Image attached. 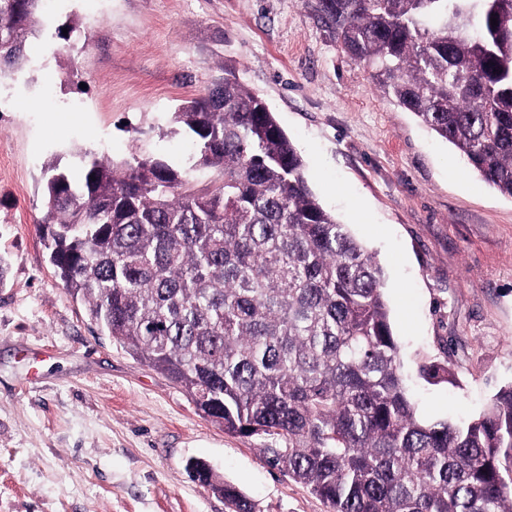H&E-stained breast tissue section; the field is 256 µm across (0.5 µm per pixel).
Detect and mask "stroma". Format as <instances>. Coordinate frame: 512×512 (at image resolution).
I'll use <instances>...</instances> for the list:
<instances>
[{
    "mask_svg": "<svg viewBox=\"0 0 512 512\" xmlns=\"http://www.w3.org/2000/svg\"><path fill=\"white\" fill-rule=\"evenodd\" d=\"M313 5L50 0L0 104V512H226L190 475L195 460L255 512H330L270 463L263 439L224 433L94 333L36 226L48 162L75 171L86 151L189 167L192 139L171 114L228 72L267 103L321 204L382 267L418 414L471 418L512 383V198L377 88ZM28 99L38 108L19 110ZM433 361L449 363L454 383L420 377Z\"/></svg>",
    "mask_w": 512,
    "mask_h": 512,
    "instance_id": "1",
    "label": "stroma"
}]
</instances>
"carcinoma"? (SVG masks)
I'll list each match as a JSON object with an SVG mask.
<instances>
[{"mask_svg": "<svg viewBox=\"0 0 512 512\" xmlns=\"http://www.w3.org/2000/svg\"><path fill=\"white\" fill-rule=\"evenodd\" d=\"M43 0H0V76L21 67ZM340 50L490 187L512 198V0H316ZM497 24H491V19ZM172 120L192 168L84 154L51 162L38 229L90 325L179 385L205 418L266 447L332 512H512V385L476 417L421 418L383 271L323 208L296 146L232 73ZM429 382L448 365L420 366ZM227 512H255L209 482Z\"/></svg>", "mask_w": 512, "mask_h": 512, "instance_id": "1", "label": "carcinoma"}]
</instances>
